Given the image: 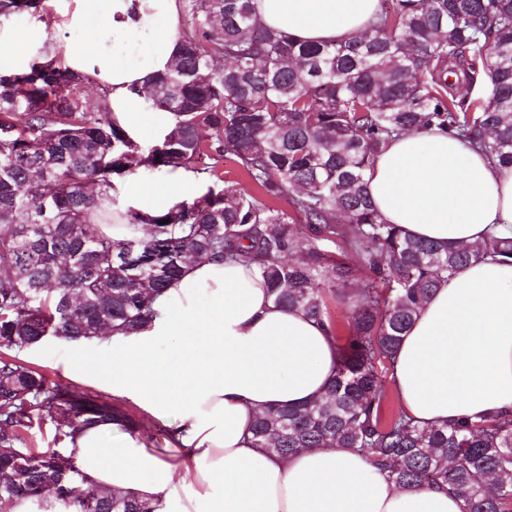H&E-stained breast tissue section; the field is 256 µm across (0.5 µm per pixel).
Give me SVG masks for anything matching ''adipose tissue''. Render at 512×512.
Wrapping results in <instances>:
<instances>
[{"instance_id": "obj_1", "label": "adipose tissue", "mask_w": 512, "mask_h": 512, "mask_svg": "<svg viewBox=\"0 0 512 512\" xmlns=\"http://www.w3.org/2000/svg\"><path fill=\"white\" fill-rule=\"evenodd\" d=\"M268 29L310 43H338L375 21L381 0H254ZM54 17L27 14L0 24V77L54 62L92 79L112 118L137 142L165 130L135 110L137 92L168 70L181 33L182 0H45ZM83 30L76 46L64 31ZM197 178L174 177L117 198L152 214ZM380 218L442 245L512 237V172L468 140L437 128L390 141L366 174ZM137 333L103 338L108 359L79 366L156 418L173 415L166 450L89 426L74 457L87 481L170 504L174 512H463L439 487L407 491L358 451L305 448L279 458L254 444L258 414L324 395L339 363L327 324L274 303L257 266L224 259L188 262L153 303ZM402 410L426 427L465 417L512 416V265L471 263L436 288L407 330L391 374Z\"/></svg>"}]
</instances>
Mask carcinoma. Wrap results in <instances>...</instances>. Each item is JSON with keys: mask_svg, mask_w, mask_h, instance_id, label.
<instances>
[{"mask_svg": "<svg viewBox=\"0 0 512 512\" xmlns=\"http://www.w3.org/2000/svg\"><path fill=\"white\" fill-rule=\"evenodd\" d=\"M43 0H0V22ZM377 22L340 44L310 45L258 23L252 0H184L179 50L150 101L171 115L146 151L82 100L86 77L51 63L0 78V512L32 500L70 512H160L88 482L69 446L103 419L140 421L98 392L51 382L20 353L50 336L126 335L194 258L260 268L275 303L340 332L328 299L350 309L349 336L321 398L267 410L255 445L286 457L353 448L396 486H446L465 512H512V417L419 427L387 409L403 334L444 279L512 238L449 248L382 222L364 176L388 140L446 129L512 172V0H382ZM229 159L257 193L224 181ZM183 169L207 191L153 215L148 232L112 238L113 180ZM286 200L288 209L270 202ZM332 241L336 251L322 242ZM356 253L359 265L349 255ZM53 425L58 448L26 434Z\"/></svg>", "mask_w": 512, "mask_h": 512, "instance_id": "obj_1", "label": "carcinoma"}]
</instances>
